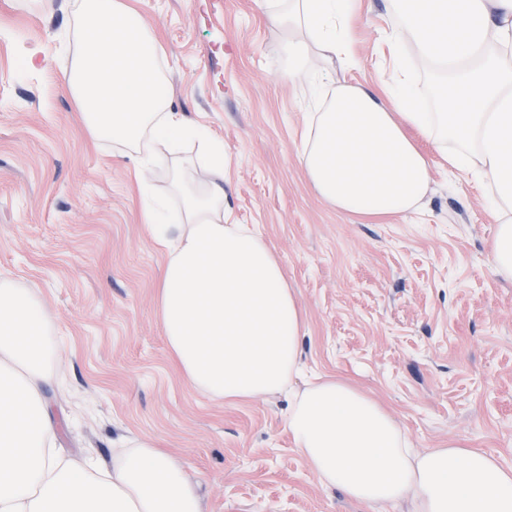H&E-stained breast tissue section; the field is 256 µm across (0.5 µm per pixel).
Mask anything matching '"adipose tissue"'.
<instances>
[{
    "instance_id": "obj_1",
    "label": "adipose tissue",
    "mask_w": 512,
    "mask_h": 512,
    "mask_svg": "<svg viewBox=\"0 0 512 512\" xmlns=\"http://www.w3.org/2000/svg\"><path fill=\"white\" fill-rule=\"evenodd\" d=\"M393 77L375 93L324 74L311 56L353 65V0H280L272 21L289 81L316 83L299 163L336 210L408 215L430 188L411 125L471 177L492 208L497 271L512 276V0H390ZM70 87L94 139L164 169L176 208L146 205L142 226L166 256L157 317L186 385L216 399L287 393L288 430L320 481L353 499H410L415 512H512V467L448 444L413 453L375 401L332 376L304 389L298 372L303 306L261 235L230 221L224 142L169 108L158 45L121 0H76ZM199 143L210 178L187 180L179 147ZM43 303L0 277V512H202L181 458L126 438L111 464H73L55 448L43 402L54 349Z\"/></svg>"
}]
</instances>
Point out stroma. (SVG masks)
<instances>
[{
	"label": "stroma",
	"mask_w": 512,
	"mask_h": 512,
	"mask_svg": "<svg viewBox=\"0 0 512 512\" xmlns=\"http://www.w3.org/2000/svg\"><path fill=\"white\" fill-rule=\"evenodd\" d=\"M164 52L171 106L223 139L224 194L254 224L305 312L307 372L375 399L423 452L450 442L512 467V279L496 270L481 189L424 138L432 182L421 213L337 211L297 155L306 84L284 79L283 32L259 0H126ZM389 0H358L348 81L392 76ZM71 0H0V275L31 289L61 341L45 390L67 457L111 460L125 436L187 465L203 512H413L322 486L296 449L284 397L224 402L182 381L156 316L164 255L141 225L138 165L92 141L67 78ZM36 67L12 74L30 48Z\"/></svg>",
	"instance_id": "obj_1"
}]
</instances>
